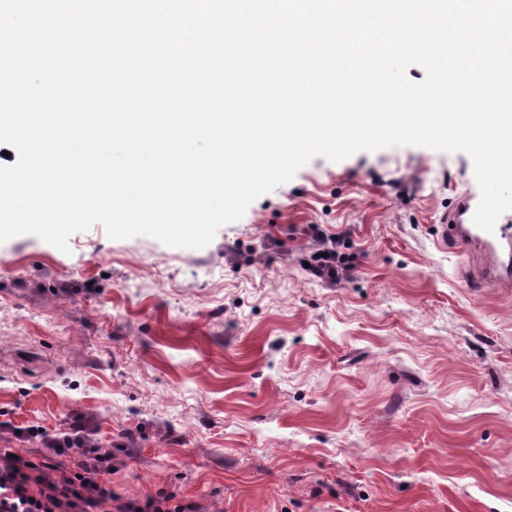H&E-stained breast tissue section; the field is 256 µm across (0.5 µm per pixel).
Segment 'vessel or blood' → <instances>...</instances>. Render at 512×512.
<instances>
[{
    "label": "vessel or blood",
    "mask_w": 512,
    "mask_h": 512,
    "mask_svg": "<svg viewBox=\"0 0 512 512\" xmlns=\"http://www.w3.org/2000/svg\"><path fill=\"white\" fill-rule=\"evenodd\" d=\"M479 193L463 196L456 208L439 226L437 242L464 253H475L482 259L476 270L481 286L498 288L512 285V222L500 217L494 232L478 228L472 221Z\"/></svg>",
    "instance_id": "vessel-or-blood-1"
}]
</instances>
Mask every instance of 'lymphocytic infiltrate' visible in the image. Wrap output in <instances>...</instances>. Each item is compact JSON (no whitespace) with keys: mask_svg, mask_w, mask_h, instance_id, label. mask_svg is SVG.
<instances>
[{"mask_svg":"<svg viewBox=\"0 0 512 512\" xmlns=\"http://www.w3.org/2000/svg\"><path fill=\"white\" fill-rule=\"evenodd\" d=\"M317 256L311 273L329 284L351 277L354 267L337 249V242L321 230H314ZM83 424L49 437H40L46 452L42 462L0 451V512H199L196 503L177 498L171 492L129 498L113 491L109 476L112 458L89 447Z\"/></svg>","mask_w":512,"mask_h":512,"instance_id":"1","label":"lymphocytic infiltrate"}]
</instances>
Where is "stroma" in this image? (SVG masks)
<instances>
[{"label":"stroma","instance_id":"1","mask_svg":"<svg viewBox=\"0 0 512 512\" xmlns=\"http://www.w3.org/2000/svg\"><path fill=\"white\" fill-rule=\"evenodd\" d=\"M472 179L421 146L318 156L201 250L0 244V448L77 420L116 493L200 512H512V287L436 241ZM314 224L349 280L306 271Z\"/></svg>","mask_w":512,"mask_h":512}]
</instances>
